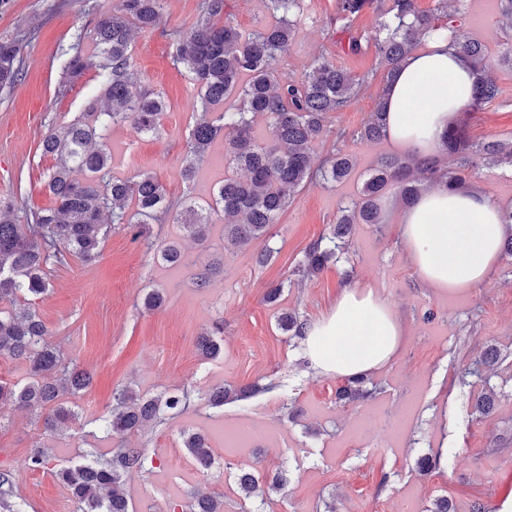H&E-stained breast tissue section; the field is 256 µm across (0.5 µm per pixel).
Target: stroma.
Segmentation results:
<instances>
[{"mask_svg":"<svg viewBox=\"0 0 512 512\" xmlns=\"http://www.w3.org/2000/svg\"><path fill=\"white\" fill-rule=\"evenodd\" d=\"M119 0H0V39H22L23 76L0 90V203L38 209L51 205L47 175L58 158L41 156L38 144L48 123L63 124L100 92L95 71L65 83L62 53L79 44L92 53L93 25L116 10ZM461 35L481 41L496 66L500 96L473 113V137L512 135V69L498 65L512 31L502 28L498 0H459ZM336 0H304L295 35L281 68L301 79L307 65L326 56L367 82L355 102L336 113L327 136L315 143L322 159L336 147L353 158L347 179L333 186L312 185L296 195L266 239L227 246L224 271L210 288L197 290L191 279L214 253L166 221L150 227L148 237L115 230L106 236L100 257L91 264L71 260L51 271L52 290L36 309L67 361L93 375L85 393L67 396L77 418L55 435L45 434L35 411L0 402V471L14 476L15 502L23 512H76L69 491L52 475L93 453L111 454L117 442L95 419L112 405L114 392L132 386L142 395L174 393L191 387L195 403L185 413L132 438L144 445L148 464L128 483L133 512H183L194 492L224 503V512H430L436 498L447 497L453 512H471L473 501L484 512H499L512 502V258L500 256L490 279L477 288L440 295L425 286L411 266L398 237L404 204L394 191L382 199L385 221L355 224L350 249L339 263L303 284L292 282L302 250L335 221L341 206L359 191L378 160L393 155L387 140L340 139L373 112L382 89V72L372 47L347 51L349 33L373 34L377 14L366 9L343 26ZM160 30L136 34L131 76L135 84L163 94L166 111L160 135H137L113 127L110 145L114 175L130 178L148 171L179 198L185 186L181 169L187 137L199 109L184 73L174 67L166 34L189 33L198 23L196 0H165ZM227 144L217 137L192 188L208 198L226 170ZM470 180L478 192L506 209L512 207V166H479ZM157 247L174 241L188 262L172 267ZM277 248L268 265L256 264L264 246ZM376 286L401 316L407 340L396 360L371 373L374 394L341 403L339 378L304 364L275 325L278 309L300 312L311 320L326 316L346 283ZM282 286L278 305L265 302L269 287ZM160 289L163 306L148 311L145 293ZM223 321L219 357L203 359L197 349L202 333ZM497 349L494 363L476 366L485 347ZM263 382L265 391L221 407L207 403L216 385L236 388ZM494 392L491 414L475 417L472 399ZM206 436L213 464L200 470L183 446L182 431ZM448 445L456 459L448 469L423 474L421 456ZM44 449L47 468L32 471L24 461ZM257 476L285 473V490H265L244 498L240 471Z\"/></svg>","mask_w":512,"mask_h":512,"instance_id":"obj_1","label":"stroma"}]
</instances>
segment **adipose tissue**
<instances>
[{
    "instance_id": "ef3b65f1",
    "label": "adipose tissue",
    "mask_w": 512,
    "mask_h": 512,
    "mask_svg": "<svg viewBox=\"0 0 512 512\" xmlns=\"http://www.w3.org/2000/svg\"><path fill=\"white\" fill-rule=\"evenodd\" d=\"M445 41L410 54L385 92L384 133L400 153L432 152L441 145L448 113L470 100L472 78ZM512 233L485 195L443 186L424 189L405 210L399 236L419 279L440 294H455L489 279L502 240ZM401 317L372 285L343 288L331 312L302 342L312 368L339 378L389 365L405 343Z\"/></svg>"
}]
</instances>
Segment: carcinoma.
<instances>
[{
	"mask_svg": "<svg viewBox=\"0 0 512 512\" xmlns=\"http://www.w3.org/2000/svg\"><path fill=\"white\" fill-rule=\"evenodd\" d=\"M164 0H120L116 11L103 14L93 27L96 52L85 55L73 48L63 64L70 82L94 69L101 79L100 94L86 111L62 125L51 124L39 143L41 154L62 163L48 174L47 186L53 196L51 206L31 210L19 223L15 207L0 208V355L21 361L26 380L13 386L0 385V400H9L24 409H46L44 429L54 432L75 416L58 403L62 393L76 395L88 388L89 374L65 361L57 346L48 342V329L35 309V301L46 296L52 282L53 266H65L76 258L95 262L101 254L103 237L112 229H137L144 233L149 224H162L171 215L187 234L203 241L209 234L211 214L228 218L224 239L246 243L268 233L278 223L294 197L312 184L344 180L353 158L343 149L313 162V146L329 132L332 114L346 110L358 97L366 79L351 75L329 58L311 62L300 80H293L279 65L288 54L294 35L295 14L302 0H266L271 21L258 30L244 32L230 20L228 0H198L199 23L189 33L173 30L166 34L172 47L173 64L182 69L194 87L201 119L195 122L188 140V152L181 171L183 182H194L197 165L220 135L228 137V166L245 177L226 176L216 183L204 202L192 197L174 210L166 186L150 172L130 179L112 175L111 128L127 125L140 135H158L166 104L162 96L137 87L130 78L133 31L152 32L158 28ZM373 0H337L338 18L346 21L362 13ZM455 15L448 12V0L422 11L417 0H392L375 26L372 46L390 83L401 63L416 50L424 36H449L460 57L477 76L474 95L467 107L452 113L443 137L440 155L448 156V166L439 155L381 158L364 183L359 198L339 209L331 224L302 251L294 274L310 280L348 251V231L352 224H380L378 204L381 193L394 190L412 202L424 187L444 183L469 191L468 171L483 165L512 164V137L475 141L469 133V113L495 101L500 93L493 68L486 64V51L477 40L456 37ZM20 42L0 41V89L23 76ZM236 97L238 105L224 108ZM269 124L267 142L254 141L255 119ZM359 141L385 137L383 101L352 134ZM109 223H102V217ZM224 267L219 259L194 277L198 288H206L211 277ZM277 326L295 346L310 327V321L295 311L284 310ZM224 332L217 323L198 340L202 357L214 359L221 353L216 336ZM266 390L255 382L234 389L220 386L207 398L212 406L237 401ZM373 390L365 378L345 379L337 391L341 401L369 398ZM192 391L145 397L132 387L115 393L112 409L96 422L121 440L149 428L162 426L191 405ZM196 464L207 469L212 455L205 438L197 433H181ZM145 449L121 444L109 458L96 455L53 471L78 504L79 512H129L127 482L145 470ZM241 492L251 497L259 478L249 471L238 476ZM13 475L0 472V512H21L13 501ZM186 512H223L222 503L205 494H196L186 504Z\"/></svg>",
	"mask_w": 512,
	"mask_h": 512,
	"instance_id": "1",
	"label": "carcinoma"
}]
</instances>
